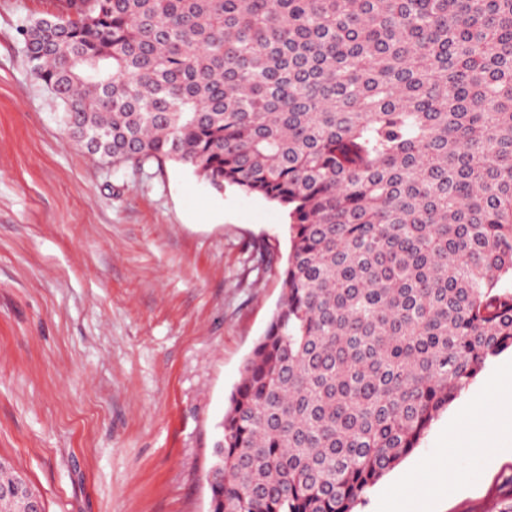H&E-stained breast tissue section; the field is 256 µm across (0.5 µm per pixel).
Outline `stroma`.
<instances>
[{
	"label": "stroma",
	"mask_w": 512,
	"mask_h": 512,
	"mask_svg": "<svg viewBox=\"0 0 512 512\" xmlns=\"http://www.w3.org/2000/svg\"><path fill=\"white\" fill-rule=\"evenodd\" d=\"M60 0H0V458L47 512H207L227 398L278 304L286 212L175 162L89 155L35 77L22 31ZM264 245L263 271L249 260ZM497 406L461 395L357 512H500L512 448L494 435L438 494L448 427Z\"/></svg>",
	"instance_id": "obj_1"
}]
</instances>
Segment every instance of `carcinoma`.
<instances>
[{"instance_id": "1", "label": "carcinoma", "mask_w": 512, "mask_h": 512, "mask_svg": "<svg viewBox=\"0 0 512 512\" xmlns=\"http://www.w3.org/2000/svg\"><path fill=\"white\" fill-rule=\"evenodd\" d=\"M23 36L91 155L288 215L208 512H355L512 350V0H77Z\"/></svg>"}]
</instances>
